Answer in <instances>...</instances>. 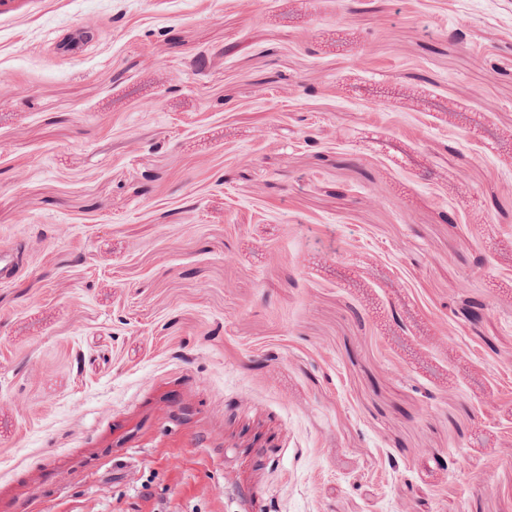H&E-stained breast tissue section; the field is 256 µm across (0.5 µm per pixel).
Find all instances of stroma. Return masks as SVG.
Masks as SVG:
<instances>
[{
	"mask_svg": "<svg viewBox=\"0 0 512 512\" xmlns=\"http://www.w3.org/2000/svg\"><path fill=\"white\" fill-rule=\"evenodd\" d=\"M19 241L0 512H512V0H19Z\"/></svg>",
	"mask_w": 512,
	"mask_h": 512,
	"instance_id": "obj_1",
	"label": "stroma"
}]
</instances>
